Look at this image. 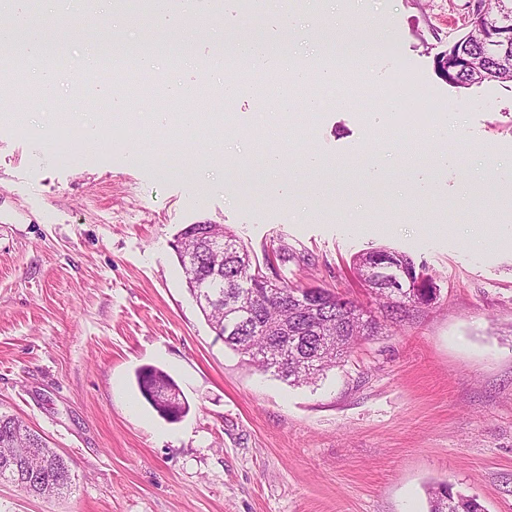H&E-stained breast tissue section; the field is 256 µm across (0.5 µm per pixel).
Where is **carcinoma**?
Here are the masks:
<instances>
[{
    "label": "carcinoma",
    "instance_id": "cac0c4a2",
    "mask_svg": "<svg viewBox=\"0 0 512 512\" xmlns=\"http://www.w3.org/2000/svg\"><path fill=\"white\" fill-rule=\"evenodd\" d=\"M477 18L457 42L442 51L456 57H480L477 72L448 66V82L459 87L475 82H512V12L502 17V0H477ZM202 225L185 227L176 252L185 271L188 289L212 329H221L224 345L248 364L272 372L292 385L311 384L336 367L351 349L382 329L380 317L354 302L325 291L307 313L298 311L300 287L281 281L264 286L265 272L252 260L248 249L224 231V254L213 253L199 236ZM358 273L379 300L385 317L397 320L409 308L434 299L435 288L414 284L396 296L376 280L397 279L401 272H417L406 254L376 250L356 259ZM138 389L147 396L149 385L160 380L177 389L164 371L145 366L136 374ZM0 482L8 481L28 494L51 496L72 486L69 462L49 448L39 434L12 416L0 414ZM429 512H481L473 496L454 490L448 482L429 491Z\"/></svg>",
    "mask_w": 512,
    "mask_h": 512
}]
</instances>
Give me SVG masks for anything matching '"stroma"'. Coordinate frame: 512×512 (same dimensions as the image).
Segmentation results:
<instances>
[{"mask_svg":"<svg viewBox=\"0 0 512 512\" xmlns=\"http://www.w3.org/2000/svg\"><path fill=\"white\" fill-rule=\"evenodd\" d=\"M339 30L308 16L317 43L384 35L381 48L345 68L363 100L324 88L316 112L294 111L302 150L326 169L299 179L242 180L274 151L269 113L278 99L245 94L238 121L184 141L175 169L164 129L112 117L122 148L84 136L73 161L52 149L59 123L15 94L0 99V412L17 416L72 464L71 491L31 497L0 483V512H427L428 489L448 482L485 512H512V83L459 87L441 79L437 53L462 37L474 0H339ZM280 0H223L192 44L211 58L240 40L297 44L277 22ZM84 11V10H83ZM84 27L46 32L67 53L64 69L98 40ZM135 112L167 109L171 79L203 75L169 51ZM406 68L418 95L396 96ZM394 101L384 125L365 113ZM443 104L444 113L433 110ZM426 119L409 152L404 112ZM446 137L432 136L440 117ZM139 142L141 163L127 159ZM394 143L393 163L450 155L431 189L369 181L368 156ZM221 224L279 279L377 304L354 260L386 249L410 255L438 293L404 321L385 322L316 383L293 386L225 347L190 295L173 244L190 224ZM167 372L189 404L162 419L141 397L135 372Z\"/></svg>","mask_w":512,"mask_h":512,"instance_id":"1","label":"stroma"}]
</instances>
